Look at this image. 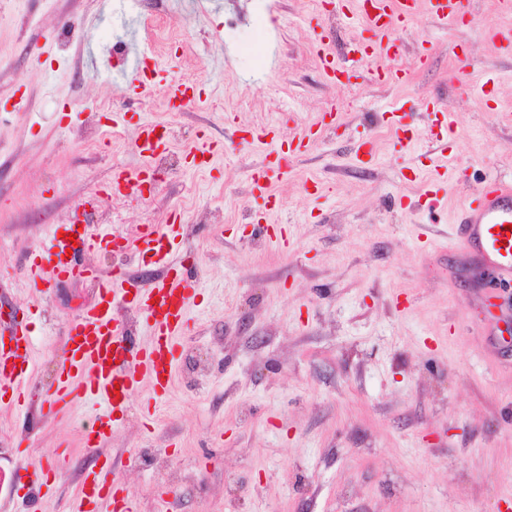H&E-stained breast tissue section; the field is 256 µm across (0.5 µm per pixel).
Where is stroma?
<instances>
[{"instance_id": "obj_1", "label": "stroma", "mask_w": 512, "mask_h": 512, "mask_svg": "<svg viewBox=\"0 0 512 512\" xmlns=\"http://www.w3.org/2000/svg\"><path fill=\"white\" fill-rule=\"evenodd\" d=\"M460 10L440 22L420 8L398 32L408 83H379L367 65L330 87L311 46L340 54L365 35L346 0H0V318L29 315L35 390L55 386L62 327L97 288L34 287L29 251L113 169L145 168L134 141L147 121L169 130L176 169L149 209L107 201L95 221L127 234L180 224L201 284L180 343L209 360L195 377L178 361L162 412L137 391L95 452L83 429L98 400L27 428L0 410V512H69L100 455L140 512L165 489L169 512H512V340L500 333L512 284L453 237L479 182L512 179V0ZM66 19L90 42L65 43ZM142 53L148 95L126 61ZM462 56L475 63L463 78ZM178 81L194 99L176 109L165 89ZM430 102L453 116L447 148L425 133ZM333 105L336 123L272 177L280 206L265 210L251 175L270 146L248 129L271 124L287 141ZM397 106L420 138L379 124ZM203 134L215 154L199 168ZM310 180L321 192H305ZM261 224L287 225V243ZM88 262L124 267L132 289L168 272L113 251ZM489 297L502 318L487 319ZM61 446L67 467L38 488L36 465ZM166 469L181 483L165 486Z\"/></svg>"}]
</instances>
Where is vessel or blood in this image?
<instances>
[{
  "label": "vessel or blood",
  "mask_w": 512,
  "mask_h": 512,
  "mask_svg": "<svg viewBox=\"0 0 512 512\" xmlns=\"http://www.w3.org/2000/svg\"><path fill=\"white\" fill-rule=\"evenodd\" d=\"M359 15L370 35L351 42L346 58H338L324 42L313 50L329 84L340 81L343 72L395 54L394 34L414 16L419 0H356ZM138 149L144 156L161 151L166 142L157 123L143 124ZM90 197L78 201L66 224L51 225L48 248L29 253V280L50 288L69 280L94 278L98 302L84 309L64 330L67 338L59 379L46 400L48 413L69 407L76 399L96 397L110 408L84 429L87 447H97L111 434L116 413L138 389L149 388L155 401L168 391L177 361L179 338L195 298L198 281L185 271L166 275L151 287L136 289L132 303L150 329L147 342L134 340L122 317L124 303L116 299L115 285L126 281L125 269L103 276L85 263L87 255L119 249L129 259L154 254L169 259L176 249L180 226L145 224L136 236L86 223ZM457 238L474 249L500 280L512 282V181L483 182L460 207ZM32 340L18 316L0 323V406L23 407L33 403L29 385L32 373ZM73 512H137V503L127 494L110 462L84 470Z\"/></svg>",
  "instance_id": "vessel-or-blood-1"
}]
</instances>
